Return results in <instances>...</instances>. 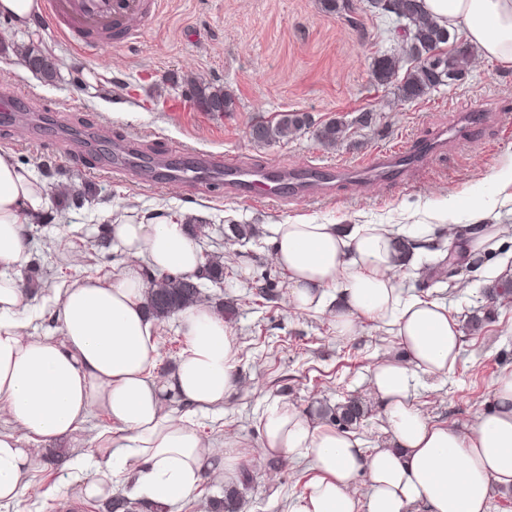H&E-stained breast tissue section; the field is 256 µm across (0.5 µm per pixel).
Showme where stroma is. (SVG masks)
<instances>
[{"instance_id":"obj_1","label":"stroma","mask_w":512,"mask_h":512,"mask_svg":"<svg viewBox=\"0 0 512 512\" xmlns=\"http://www.w3.org/2000/svg\"><path fill=\"white\" fill-rule=\"evenodd\" d=\"M356 18L349 24L325 0H161L137 40L108 43L88 58L59 41L44 19L25 29L0 19V97L26 94L29 109L23 126L14 113L0 112V149L11 151L44 184L54 217L25 227L33 289L29 333L55 331L51 310L62 288L120 271L121 251L95 245L114 219L189 217L207 227L199 249L224 255L223 280L207 283L205 292L209 306L233 308L224 322L235 340L240 385L225 397L223 410L194 413L176 397L167 410L175 417L193 413L204 439L236 446L252 479L203 481L168 512H213L212 499L228 487L238 494L240 512H289L307 492L314 470L310 461L265 453L259 418L274 401L329 425L336 405L351 395L368 411L351 429L364 452L390 439L382 410L368 395V380L378 361L401 357L397 339L368 321L359 335L340 337L329 312L292 313L288 275L272 262L268 225L299 216L325 224H394L404 236L422 240L411 268L399 272L398 286L405 294L445 303L462 333L454 372L424 375L417 383L413 402L429 422L473 418L490 406L492 381L512 369V297L492 292L499 280L512 278V186L490 180L512 161V67L476 59L464 80L401 103L393 86L377 84L372 75L377 52L399 47L389 33L395 19L362 12ZM29 42L59 59L54 84L43 83L13 54V44ZM193 77L223 85L235 98L234 110L219 116L200 111L192 101ZM474 102L493 114L480 137L460 133L408 178L336 181L326 194L283 204L247 201L203 178L153 186V169L115 168L127 150L158 159L191 145L246 165L273 160L296 171L320 163L350 172L387 151L433 139ZM364 109L377 115L367 128L353 123ZM286 111L307 113L310 126L269 146L250 142L252 124ZM334 118L350 123V137L328 149L317 131ZM472 188L496 200L504 232L476 254L452 255L448 239L467 241L475 227L469 213L458 210L451 219L455 234L447 236L437 212L445 199ZM230 224H252L257 233L228 241L222 230ZM267 283L274 290L269 301L255 294ZM156 335L161 349L151 374L161 380L186 340L173 317L157 324ZM110 426L100 410H91L87 423L66 440V453L47 449L23 496L0 512H105L101 503L80 501L70 481L69 452L94 451V435Z\"/></svg>"}]
</instances>
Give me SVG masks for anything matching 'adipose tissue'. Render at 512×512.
<instances>
[{"instance_id": "ef3b65f1", "label": "adipose tissue", "mask_w": 512, "mask_h": 512, "mask_svg": "<svg viewBox=\"0 0 512 512\" xmlns=\"http://www.w3.org/2000/svg\"><path fill=\"white\" fill-rule=\"evenodd\" d=\"M423 8L476 45L482 59L512 65V0H423ZM46 208L44 187L0 150V415L31 440L24 447L0 432V503L23 495L46 446L69 438L95 407L117 430L98 435L95 454L72 460L83 499H109L113 481L125 478L130 498L165 506L206 477L236 478L240 454L205 441L189 417L164 410L171 396L199 409L218 407L238 387L234 339L223 317L204 304L179 311L186 347L163 381L151 375L160 344L144 307V272L191 275L201 268L188 226L170 219L112 225L123 269L71 283L54 311L60 338H40L26 331L22 273L30 262L25 227ZM269 231L294 311L324 308L327 289H335L337 335H357L370 321L392 327L402 350L401 359L372 372L371 395L391 434L373 453L288 404L266 405L264 448L310 460L315 471L291 512H489L495 491H512V370L493 380V406L474 423H429L412 402L415 381L455 370L461 333L445 304L403 296L395 234L383 224L345 231L306 217ZM361 475L371 487L362 505L355 498Z\"/></svg>"}]
</instances>
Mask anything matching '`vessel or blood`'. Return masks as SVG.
<instances>
[{
  "label": "vessel or blood",
  "mask_w": 512,
  "mask_h": 512,
  "mask_svg": "<svg viewBox=\"0 0 512 512\" xmlns=\"http://www.w3.org/2000/svg\"><path fill=\"white\" fill-rule=\"evenodd\" d=\"M159 6V0H43V16L64 44L77 53L92 55L105 43L136 38V21L155 13ZM432 150V143H414L372 159L361 167L360 174L375 179L395 171L400 162ZM173 155L191 161L178 171L182 182H194L198 170L205 169L223 177L225 191L253 201L285 199L283 184L288 174L277 163L251 168L230 157L213 160L189 146L174 150Z\"/></svg>",
  "instance_id": "1"
}]
</instances>
